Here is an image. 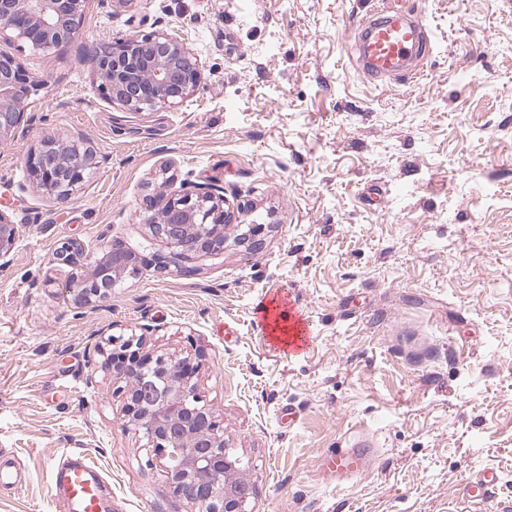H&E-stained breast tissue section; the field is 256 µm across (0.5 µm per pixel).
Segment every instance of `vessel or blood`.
I'll list each match as a JSON object with an SVG mask.
<instances>
[{
	"label": "vessel or blood",
	"instance_id": "1",
	"mask_svg": "<svg viewBox=\"0 0 512 512\" xmlns=\"http://www.w3.org/2000/svg\"><path fill=\"white\" fill-rule=\"evenodd\" d=\"M354 52L366 79L404 84L421 75L432 48L429 34L415 11H373L357 25ZM369 465L360 454L336 453L325 467L345 481ZM53 512H107L108 494L103 475L86 456L75 453L54 472Z\"/></svg>",
	"mask_w": 512,
	"mask_h": 512
}]
</instances>
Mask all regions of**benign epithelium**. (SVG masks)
Listing matches in <instances>:
<instances>
[{
    "instance_id": "benign-epithelium-1",
    "label": "benign epithelium",
    "mask_w": 512,
    "mask_h": 512,
    "mask_svg": "<svg viewBox=\"0 0 512 512\" xmlns=\"http://www.w3.org/2000/svg\"><path fill=\"white\" fill-rule=\"evenodd\" d=\"M87 0H0V36L51 53L79 33ZM90 67L101 94L122 110L141 114L180 103L198 86V58L179 36L167 32L131 33L102 42L91 52ZM33 82L17 59L0 55V144L15 138L26 119ZM100 166L95 149L82 138H53L31 156L28 172L39 190L66 202ZM224 196L205 184L179 191L161 189L144 199L152 233L174 249L180 260L191 254L224 249V226L234 212L224 209ZM17 241V225L0 212V268ZM82 245L61 244L53 262L75 265ZM138 257L122 246L104 247L91 273L69 286L75 304L85 306L111 295L116 281L137 270ZM113 371L125 379L118 388L123 400L122 426L141 432L165 460L176 493L198 506V512H244L253 486L226 453L224 424L195 392L192 358L140 353L132 338H112Z\"/></svg>"
}]
</instances>
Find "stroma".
<instances>
[{"mask_svg": "<svg viewBox=\"0 0 512 512\" xmlns=\"http://www.w3.org/2000/svg\"><path fill=\"white\" fill-rule=\"evenodd\" d=\"M417 10L433 41L422 78L359 75L351 29L375 8ZM180 34L202 65L181 103L126 114L86 62L91 44ZM36 87L0 146V210L18 227L0 268V453L19 490L0 512H46L53 468H102L112 512H198L143 435L123 430L111 336L201 353L197 394L224 420L254 494L247 512H497L512 502V0H88L47 56L2 38ZM100 166L69 201L33 189L27 159L74 135ZM205 183L239 206L224 248L192 275L141 213L162 182ZM262 221L257 249L238 238ZM75 239L92 268L119 243L143 262L76 307ZM290 293L313 320L299 356L260 333ZM368 448L348 485L324 458ZM500 481L484 504L468 485Z\"/></svg>", "mask_w": 512, "mask_h": 512, "instance_id": "1", "label": "stroma"}]
</instances>
